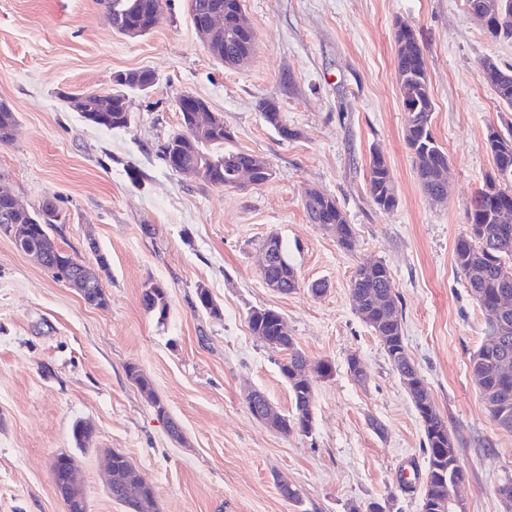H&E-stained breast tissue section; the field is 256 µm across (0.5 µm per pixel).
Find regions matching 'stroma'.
Returning <instances> with one entry per match:
<instances>
[{
    "instance_id": "stroma-1",
    "label": "stroma",
    "mask_w": 512,
    "mask_h": 512,
    "mask_svg": "<svg viewBox=\"0 0 512 512\" xmlns=\"http://www.w3.org/2000/svg\"><path fill=\"white\" fill-rule=\"evenodd\" d=\"M244 12L257 48L228 67L210 55L184 0H171L137 39L113 31L102 0H0V101L19 117L14 141L0 146V186L32 207L55 199L60 248L109 262L108 305L93 307L0 233V512H65L51 474L60 453L79 464L88 512H129L104 484L112 451L152 485L158 512H366L373 501L420 512L422 425L350 299L356 267L376 261L398 293L408 354L457 440L466 472L457 498L466 512H503L495 490L512 479V433L495 425L477 391L470 358L485 318L453 249L493 166L487 128L512 121L479 63L512 65V45L490 40L465 0H244ZM399 20L426 46L432 131L451 169L442 203L422 191L404 144L392 39ZM137 69L157 81L130 93L127 127L91 126L63 98L110 93L118 73ZM185 92L223 118L239 148L270 162V182L222 189L166 167L159 147L178 127L175 99ZM267 98L291 138L265 122L258 103ZM375 148L397 187L391 212L368 191ZM309 188L336 198L354 251L309 223ZM272 234L299 273L287 295L261 275L260 243ZM152 281L167 291L162 323L142 304ZM316 282L323 294L311 292ZM200 286L219 315L198 307ZM253 308L280 312L306 358L333 368L313 379L309 434L270 430L248 409L252 390L292 409L282 354L248 327ZM353 355L364 381L349 373ZM131 365L151 393L128 378ZM78 419L93 426L83 450L71 433ZM172 422L180 437L170 435ZM283 479L299 501L282 496Z\"/></svg>"
}]
</instances>
